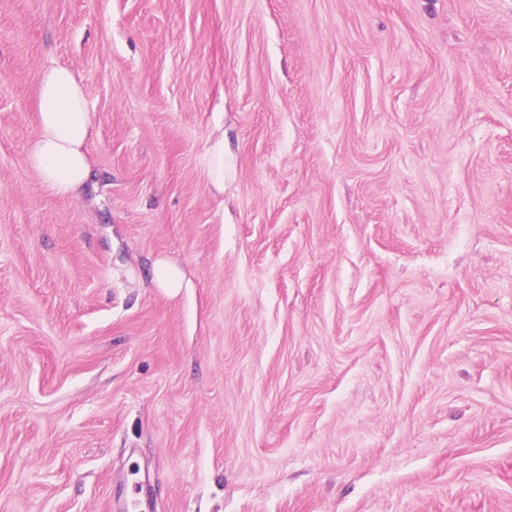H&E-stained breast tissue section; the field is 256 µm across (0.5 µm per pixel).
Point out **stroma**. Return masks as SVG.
Here are the masks:
<instances>
[{"mask_svg":"<svg viewBox=\"0 0 512 512\" xmlns=\"http://www.w3.org/2000/svg\"><path fill=\"white\" fill-rule=\"evenodd\" d=\"M58 61L76 199L27 164ZM139 472L155 512H512V0H0V512ZM33 89L37 133L27 162L53 194L76 198L90 177L94 130L82 81L69 66L54 62L36 73ZM236 155L231 146L230 129L218 122L209 137L206 149L207 177L218 191H224V184L234 179ZM153 277L157 288L171 297L176 296L182 288L190 287V281L186 274L162 258H158L154 262Z\"/></svg>","mask_w":512,"mask_h":512,"instance_id":"stroma-1","label":"stroma"}]
</instances>
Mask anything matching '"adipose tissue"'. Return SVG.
I'll use <instances>...</instances> for the list:
<instances>
[{
	"label": "adipose tissue",
	"instance_id": "obj_1",
	"mask_svg": "<svg viewBox=\"0 0 512 512\" xmlns=\"http://www.w3.org/2000/svg\"><path fill=\"white\" fill-rule=\"evenodd\" d=\"M37 133L27 152L29 166L53 194L75 198L91 173L88 144L93 123L80 77L67 65L53 63L34 77ZM236 155L231 136L216 124L206 149L207 177L216 190L233 180Z\"/></svg>",
	"mask_w": 512,
	"mask_h": 512
}]
</instances>
